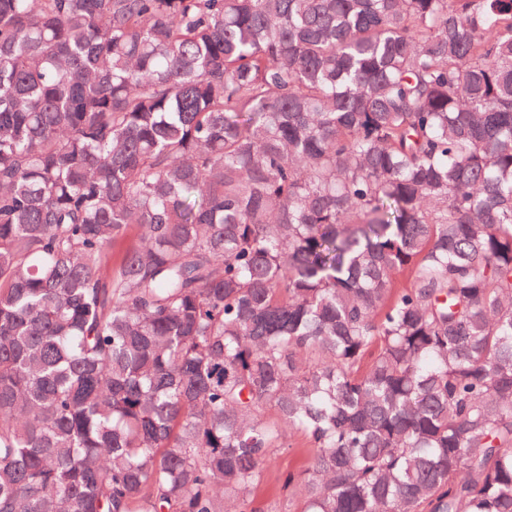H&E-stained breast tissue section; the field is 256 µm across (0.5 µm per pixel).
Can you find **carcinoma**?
<instances>
[{
    "label": "carcinoma",
    "instance_id": "cac0c4a2",
    "mask_svg": "<svg viewBox=\"0 0 512 512\" xmlns=\"http://www.w3.org/2000/svg\"><path fill=\"white\" fill-rule=\"evenodd\" d=\"M290 430L512 512V0H0V512H280ZM288 445L290 448L278 452L275 461L266 472L264 481L257 491L258 499L265 503H279L282 508L294 510V507L300 505L301 492L298 490L290 498V507H288V496L281 491L282 476L289 470H299L306 467L308 462L307 445L303 436L298 433H292L288 436Z\"/></svg>",
    "mask_w": 512,
    "mask_h": 512
}]
</instances>
